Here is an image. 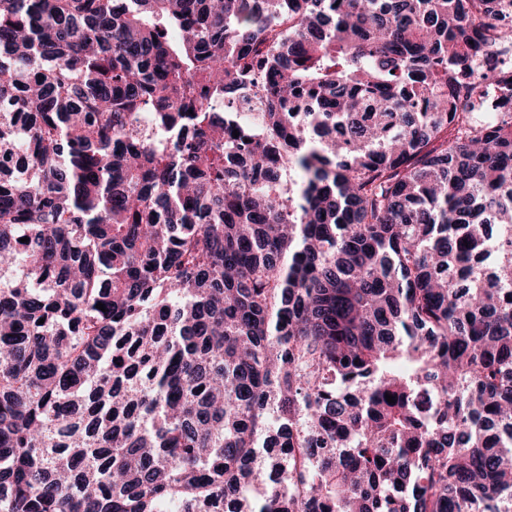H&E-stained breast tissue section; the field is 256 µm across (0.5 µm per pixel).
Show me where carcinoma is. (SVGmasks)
I'll use <instances>...</instances> for the list:
<instances>
[{"mask_svg":"<svg viewBox=\"0 0 512 512\" xmlns=\"http://www.w3.org/2000/svg\"><path fill=\"white\" fill-rule=\"evenodd\" d=\"M496 8L0 0V512H512ZM477 69L483 77L482 97L478 99V112H484L485 117L503 118L504 113L510 111V102L504 103L502 99L501 81L503 77L512 75V42L499 44L493 48L492 56H482L470 61V65Z\"/></svg>","mask_w":512,"mask_h":512,"instance_id":"carcinoma-1","label":"carcinoma"}]
</instances>
